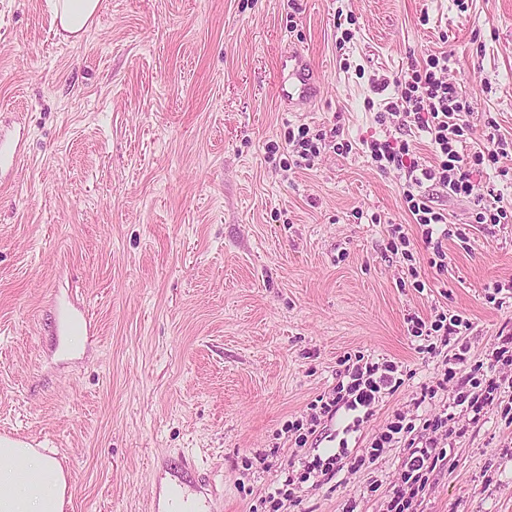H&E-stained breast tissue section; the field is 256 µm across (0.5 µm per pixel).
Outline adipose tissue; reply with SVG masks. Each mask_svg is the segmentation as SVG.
<instances>
[{"mask_svg":"<svg viewBox=\"0 0 512 512\" xmlns=\"http://www.w3.org/2000/svg\"><path fill=\"white\" fill-rule=\"evenodd\" d=\"M102 0H53L65 38L80 39L94 23ZM67 481L59 461L23 441L0 437V512H64Z\"/></svg>","mask_w":512,"mask_h":512,"instance_id":"obj_1","label":"adipose tissue"}]
</instances>
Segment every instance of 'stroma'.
Instances as JSON below:
<instances>
[{"instance_id":"35a3bbf8","label":"stroma","mask_w":512,"mask_h":512,"mask_svg":"<svg viewBox=\"0 0 512 512\" xmlns=\"http://www.w3.org/2000/svg\"><path fill=\"white\" fill-rule=\"evenodd\" d=\"M76 42L50 0H0V436L45 448L69 473L66 512H159L173 487L203 512H264L291 458L286 421L331 389L344 356L412 377L373 410L435 384L406 319L468 318L484 359L512 298V223L448 238V268L418 248L426 291L387 248L419 240L396 171L364 139L394 76L428 54L471 104L463 153L486 117L512 140V0H104ZM351 17L350 42L336 22ZM306 51L322 90L306 110L277 94L278 60ZM337 129L350 152L293 167L288 128ZM279 143L268 154V143ZM88 314L93 338L63 331ZM512 426L489 410L453 441L422 512H512ZM288 512H380L362 474L304 485ZM389 230V239H388V248L394 255H398L399 259L406 263L408 273L414 279L411 283V286L415 288L419 292H423L425 288H428V285L425 281L419 280V274L417 273L416 268L414 267V263L416 262V258L414 255V244L411 243L408 235L402 229V225L393 224L390 225Z\"/></svg>"}]
</instances>
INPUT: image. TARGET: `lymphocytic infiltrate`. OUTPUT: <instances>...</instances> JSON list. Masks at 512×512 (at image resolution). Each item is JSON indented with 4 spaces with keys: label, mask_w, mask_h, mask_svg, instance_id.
<instances>
[{
    "label": "lymphocytic infiltrate",
    "mask_w": 512,
    "mask_h": 512,
    "mask_svg": "<svg viewBox=\"0 0 512 512\" xmlns=\"http://www.w3.org/2000/svg\"><path fill=\"white\" fill-rule=\"evenodd\" d=\"M447 71V54H431L423 62L411 64L406 71L382 78L379 83L380 89L394 91L385 112L377 116L379 124L391 122L398 128L424 133L435 150L436 165L421 167L412 143L389 133L364 143L379 170L403 173L405 211L421 230V241L431 254V266L440 271L448 268L443 240L453 235L461 244H468L471 229L462 224L456 231H449L447 216L433 206L423 189L424 183H432L448 196L473 200L476 223H512V211L477 192L473 180L474 174L506 157L512 146L496 134L497 124L489 119L485 122L483 147L468 155L459 152V145L471 134L464 120L471 108L455 84L448 82ZM287 140L298 165L306 167L322 148L339 153L350 152L352 148L351 142L330 139L327 131H314L306 125L289 132ZM470 328L468 319L448 310L436 312L430 320L408 316L407 331L417 338L418 352L440 358L441 379L436 385L424 387L412 407L393 411L364 448L350 450L347 438L343 437L337 447L315 454L309 448V439L322 420L340 415L347 421V433L357 431L375 405L395 394L404 383V371L397 362L379 363L361 354L344 358V369L335 386L311 402L307 420H290L283 426L300 469L285 472L283 480L268 491V512H281L288 502L298 503L297 492L302 483L312 480L321 484L345 470L367 474L368 491L383 494V512H418L434 472L448 464L447 445L451 437L465 436L495 404L499 405L505 424L512 425V402L507 399L512 392V331L499 334L486 359L473 363L469 360V347L462 340ZM446 388L453 391L450 409L424 418L416 414V407L424 399L435 398L438 391ZM395 449L402 451L404 459L396 480L385 486L371 476L370 470L376 461Z\"/></svg>",
    "instance_id": "1"
}]
</instances>
